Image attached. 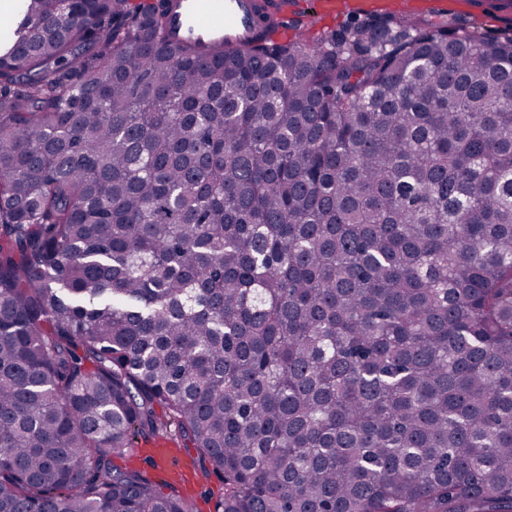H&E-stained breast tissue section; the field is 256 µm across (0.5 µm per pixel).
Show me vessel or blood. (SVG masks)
I'll return each mask as SVG.
<instances>
[{
  "mask_svg": "<svg viewBox=\"0 0 512 512\" xmlns=\"http://www.w3.org/2000/svg\"><path fill=\"white\" fill-rule=\"evenodd\" d=\"M168 34L178 46L193 47L200 56H208L221 45L242 46L249 42L259 10L292 14L290 0H169ZM148 457L165 477L184 479L197 487L199 478L187 467L174 448H151Z\"/></svg>",
  "mask_w": 512,
  "mask_h": 512,
  "instance_id": "obj_1",
  "label": "vessel or blood"
}]
</instances>
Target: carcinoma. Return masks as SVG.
Segmentation results:
<instances>
[{
    "mask_svg": "<svg viewBox=\"0 0 512 512\" xmlns=\"http://www.w3.org/2000/svg\"><path fill=\"white\" fill-rule=\"evenodd\" d=\"M27 0L0 56V512H512V37ZM156 444H164L170 448H153ZM134 448H149L146 452L147 456L163 472L166 478H182L191 488L198 487L199 476L194 473L193 469L184 464L180 452L176 449L183 447L174 432L173 426L168 435L147 442L140 440L138 443H135ZM223 492V481L215 474L207 476L205 482L198 488V494L195 496V512H215V503Z\"/></svg>",
    "mask_w": 512,
    "mask_h": 512,
    "instance_id": "carcinoma-1",
    "label": "carcinoma"
}]
</instances>
